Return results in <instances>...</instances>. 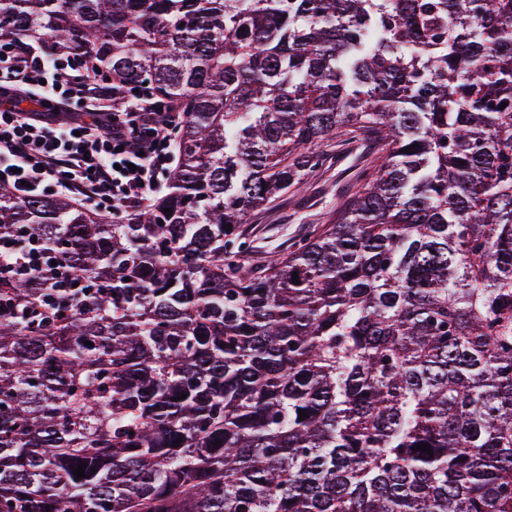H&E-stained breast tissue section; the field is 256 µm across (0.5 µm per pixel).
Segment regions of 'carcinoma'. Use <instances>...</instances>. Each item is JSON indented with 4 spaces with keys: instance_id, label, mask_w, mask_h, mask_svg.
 Wrapping results in <instances>:
<instances>
[{
    "instance_id": "carcinoma-1",
    "label": "carcinoma",
    "mask_w": 512,
    "mask_h": 512,
    "mask_svg": "<svg viewBox=\"0 0 512 512\" xmlns=\"http://www.w3.org/2000/svg\"><path fill=\"white\" fill-rule=\"evenodd\" d=\"M0 30L185 113L131 223L0 186V512H512V0H0ZM357 130L383 156L336 221L247 269L244 218Z\"/></svg>"
}]
</instances>
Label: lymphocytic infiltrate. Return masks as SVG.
I'll use <instances>...</instances> for the list:
<instances>
[{
	"label": "lymphocytic infiltrate",
	"mask_w": 512,
	"mask_h": 512,
	"mask_svg": "<svg viewBox=\"0 0 512 512\" xmlns=\"http://www.w3.org/2000/svg\"><path fill=\"white\" fill-rule=\"evenodd\" d=\"M184 118L150 87L116 95L85 61L0 32V185L19 198L64 190L126 221L166 181Z\"/></svg>",
	"instance_id": "obj_1"
}]
</instances>
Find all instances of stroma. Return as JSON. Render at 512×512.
<instances>
[{
  "label": "stroma",
  "instance_id": "1",
  "mask_svg": "<svg viewBox=\"0 0 512 512\" xmlns=\"http://www.w3.org/2000/svg\"><path fill=\"white\" fill-rule=\"evenodd\" d=\"M379 151L378 141L364 131L330 141L322 169L306 175L270 208L246 218L241 226L249 243L246 265H266L294 241L332 223L337 207L354 194L357 173L372 166Z\"/></svg>",
  "mask_w": 512,
  "mask_h": 512
}]
</instances>
